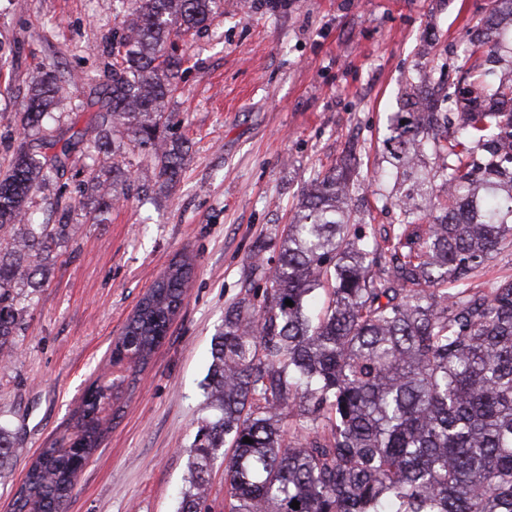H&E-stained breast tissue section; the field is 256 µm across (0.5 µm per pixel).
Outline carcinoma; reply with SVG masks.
<instances>
[{
    "instance_id": "obj_1",
    "label": "carcinoma",
    "mask_w": 512,
    "mask_h": 512,
    "mask_svg": "<svg viewBox=\"0 0 512 512\" xmlns=\"http://www.w3.org/2000/svg\"><path fill=\"white\" fill-rule=\"evenodd\" d=\"M112 40V76L90 86L101 134H42L0 173V351L15 344L37 274L68 240L57 223L26 220L31 196L71 166L106 150L107 128L124 129L126 153L154 162L160 186L176 181L189 150L166 138L181 60L176 39L205 26L223 0H129ZM491 21L470 39L467 74L481 96L446 112H393L385 150L413 172L410 150L430 148L441 183L418 177L416 193L389 198L397 223L383 241L350 219L360 186L352 161L310 180L285 225L278 259L261 265L213 337L203 419L177 512H203L214 462L224 459V512H512V277L471 287L475 272L512 246V79L483 69L496 46ZM57 76L34 77L24 124L41 130L56 103ZM194 257L172 260L136 305L110 349L137 373L166 338ZM327 288L311 312L309 296ZM290 299L293 306L285 304ZM98 376L75 414L76 448H44L13 512H54L68 499L77 463L112 422L128 379ZM248 437L253 443L243 442ZM299 502V508L291 503Z\"/></svg>"
}]
</instances>
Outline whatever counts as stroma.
Segmentation results:
<instances>
[{
	"mask_svg": "<svg viewBox=\"0 0 512 512\" xmlns=\"http://www.w3.org/2000/svg\"><path fill=\"white\" fill-rule=\"evenodd\" d=\"M494 0H224L200 32L177 41L172 133L191 149L178 182L153 200V163L134 167L125 200L103 206L90 172L112 177L111 154L94 170L68 168L33 199L41 222L71 209L75 235L55 250L43 286L22 314L11 356H0V425L11 459L0 467L8 512L40 449L61 443L87 386L136 303L170 260L195 258L181 309L151 363L137 373L103 444L79 474L66 512H176L190 451L207 410L201 384L212 338L251 271L276 259L316 173L357 141L361 188L351 218L382 233L396 182L383 141L386 117L430 68L455 71L469 32ZM119 0H12L0 13V169L23 134L34 76L52 72L61 128L94 136L89 80L112 71Z\"/></svg>",
	"mask_w": 512,
	"mask_h": 512,
	"instance_id": "stroma-1",
	"label": "stroma"
}]
</instances>
